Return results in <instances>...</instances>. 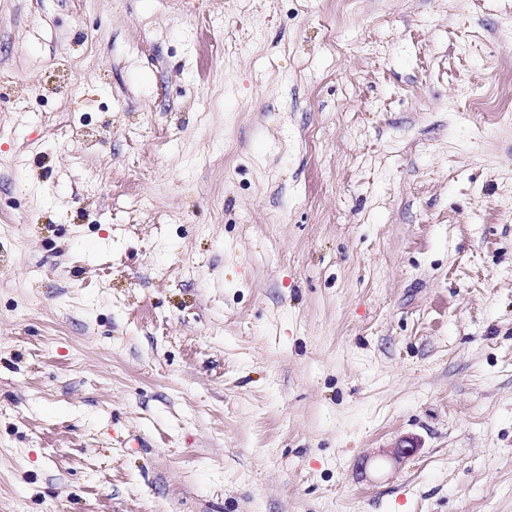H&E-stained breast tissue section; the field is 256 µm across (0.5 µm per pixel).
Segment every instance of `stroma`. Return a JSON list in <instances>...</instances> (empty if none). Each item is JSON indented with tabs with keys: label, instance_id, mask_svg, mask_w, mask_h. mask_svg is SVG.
Here are the masks:
<instances>
[{
	"label": "stroma",
	"instance_id": "35a3bbf8",
	"mask_svg": "<svg viewBox=\"0 0 512 512\" xmlns=\"http://www.w3.org/2000/svg\"><path fill=\"white\" fill-rule=\"evenodd\" d=\"M0 512H512V0H0Z\"/></svg>",
	"mask_w": 512,
	"mask_h": 512
}]
</instances>
